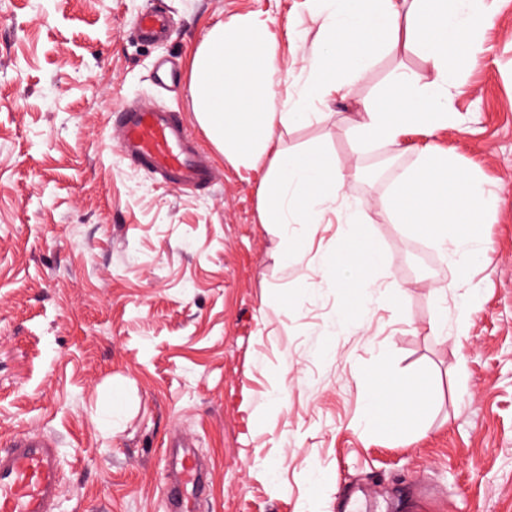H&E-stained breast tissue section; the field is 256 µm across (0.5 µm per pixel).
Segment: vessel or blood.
<instances>
[{
	"label": "vessel or blood",
	"instance_id": "1",
	"mask_svg": "<svg viewBox=\"0 0 512 512\" xmlns=\"http://www.w3.org/2000/svg\"><path fill=\"white\" fill-rule=\"evenodd\" d=\"M119 142L134 166L183 190L213 186L215 174L182 120L150 100L121 104ZM60 449L50 437L14 434L0 448V512H54L62 494ZM168 488L170 512H197L208 476L191 454L174 462Z\"/></svg>",
	"mask_w": 512,
	"mask_h": 512
}]
</instances>
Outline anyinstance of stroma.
Listing matches in <instances>:
<instances>
[{"label": "stroma", "instance_id": "stroma-1", "mask_svg": "<svg viewBox=\"0 0 512 512\" xmlns=\"http://www.w3.org/2000/svg\"><path fill=\"white\" fill-rule=\"evenodd\" d=\"M151 8L171 18L164 42L134 34ZM493 10L478 64L449 77L446 127L357 148L351 120L393 74L427 75L402 46L323 121L278 134L350 177L384 256L356 292L341 285L343 214L284 237L263 224L262 170L224 158L188 89L207 30L247 16L276 33L295 93L321 23L310 0H0V441L58 439V512H167L172 437L210 464L200 512H341L357 490L381 512H512V0ZM167 58L179 78L162 87ZM149 99L185 121L214 186L178 190L124 159L116 109ZM427 144L495 198L453 283L432 238L384 213ZM381 374L418 383L419 429L367 425Z\"/></svg>", "mask_w": 512, "mask_h": 512}]
</instances>
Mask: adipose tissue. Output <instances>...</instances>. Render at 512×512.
I'll return each instance as SVG.
<instances>
[{
	"label": "adipose tissue",
	"instance_id": "1",
	"mask_svg": "<svg viewBox=\"0 0 512 512\" xmlns=\"http://www.w3.org/2000/svg\"><path fill=\"white\" fill-rule=\"evenodd\" d=\"M327 13L312 48L310 76L294 101L281 97L275 78L274 35L248 18L213 26L197 48L189 90L198 122L217 150L235 165L271 162L261 180L263 223L278 232L292 224H321L346 200L347 178L335 158L320 149L288 151L275 143L278 130L307 119L310 106L349 91L375 58L399 43L416 46L429 77L395 75L373 105L352 122L368 146L401 145L413 129L446 126L452 112L448 74L458 62L477 63L476 29L492 18L488 0H326ZM490 200L474 175L433 147L419 150L415 165L392 187L386 213L392 223L430 233L455 276H464L468 249ZM347 247L341 263L363 272L382 263L370 246L357 210L345 213ZM422 394L390 383L366 394V419L399 432L421 421Z\"/></svg>",
	"mask_w": 512,
	"mask_h": 512
}]
</instances>
